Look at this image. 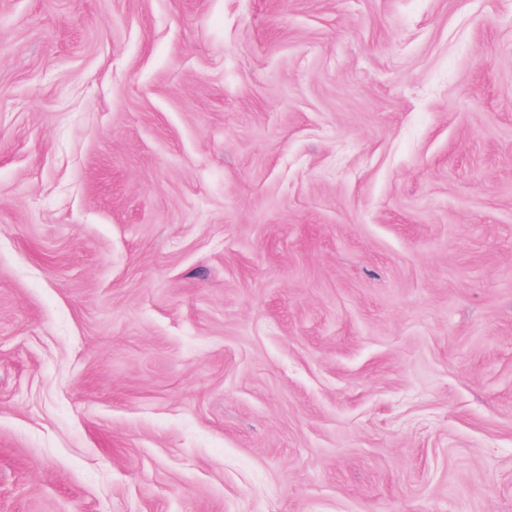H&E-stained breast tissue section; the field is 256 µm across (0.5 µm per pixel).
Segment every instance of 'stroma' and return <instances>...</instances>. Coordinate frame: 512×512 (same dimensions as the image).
I'll list each match as a JSON object with an SVG mask.
<instances>
[{"label":"stroma","mask_w":512,"mask_h":512,"mask_svg":"<svg viewBox=\"0 0 512 512\" xmlns=\"http://www.w3.org/2000/svg\"><path fill=\"white\" fill-rule=\"evenodd\" d=\"M0 512H512V0H0Z\"/></svg>","instance_id":"stroma-1"}]
</instances>
